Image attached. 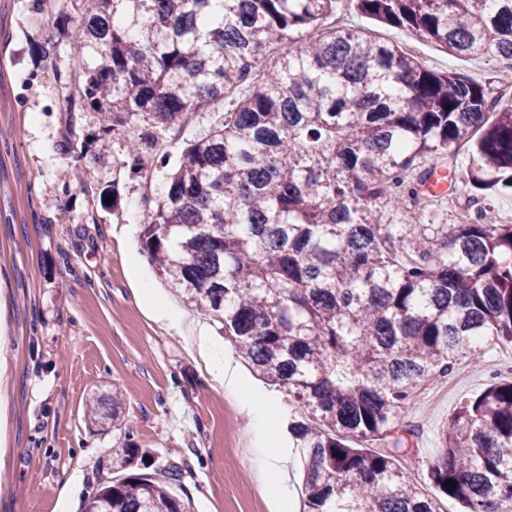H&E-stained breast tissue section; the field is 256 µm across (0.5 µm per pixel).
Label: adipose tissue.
I'll return each instance as SVG.
<instances>
[{
    "label": "adipose tissue",
    "instance_id": "obj_1",
    "mask_svg": "<svg viewBox=\"0 0 512 512\" xmlns=\"http://www.w3.org/2000/svg\"><path fill=\"white\" fill-rule=\"evenodd\" d=\"M135 296L149 315L158 322L183 328L185 316L168 302L146 275H139L134 282ZM190 337L215 381L220 383L227 397L238 411L249 420L253 441V477L262 490H275L279 512L288 508V490L281 477L284 455L276 449L271 439V426L275 418V403L265 393L247 388L238 365L219 347L203 327L193 328Z\"/></svg>",
    "mask_w": 512,
    "mask_h": 512
}]
</instances>
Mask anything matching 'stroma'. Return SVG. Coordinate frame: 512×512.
Listing matches in <instances>:
<instances>
[{"label": "stroma", "instance_id": "1", "mask_svg": "<svg viewBox=\"0 0 512 512\" xmlns=\"http://www.w3.org/2000/svg\"><path fill=\"white\" fill-rule=\"evenodd\" d=\"M342 15L428 69L482 83L496 82L501 70L351 8ZM79 52L45 0H0V295L7 302L0 365L8 370L0 379L7 439L0 512H81L85 496L114 477L112 462L128 438L155 468H180L178 493L192 512H275L251 473L246 418L228 407L187 335L154 321L135 299L132 263L151 277L156 270L130 217L151 210L154 192L122 167L126 130L103 133L99 113L69 102ZM209 121L195 113L162 132L171 162ZM114 184L120 199L111 205L103 192ZM127 223L129 237H119ZM499 356L490 348L434 403H416L420 453L406 472L419 487L429 486L426 463L439 451L449 415L486 387ZM115 390L124 432L90 419L86 408L92 395Z\"/></svg>", "mask_w": 512, "mask_h": 512}]
</instances>
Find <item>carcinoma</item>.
Wrapping results in <instances>:
<instances>
[{
	"label": "carcinoma",
	"mask_w": 512,
	"mask_h": 512,
	"mask_svg": "<svg viewBox=\"0 0 512 512\" xmlns=\"http://www.w3.org/2000/svg\"><path fill=\"white\" fill-rule=\"evenodd\" d=\"M210 2L64 0L86 50L71 94L102 132L129 130L123 166L139 178L163 166L158 133L243 89L166 174L144 250L288 395L302 512H444L443 496L512 512L511 379L448 419L427 463L437 495L404 472L422 389L487 342L512 344V222L494 204L512 196V93L324 26L341 0H222L217 15ZM349 2L451 55L512 64V0ZM144 457L126 438L127 474L82 512H191L177 467L141 473Z\"/></svg>",
	"instance_id": "1"
}]
</instances>
